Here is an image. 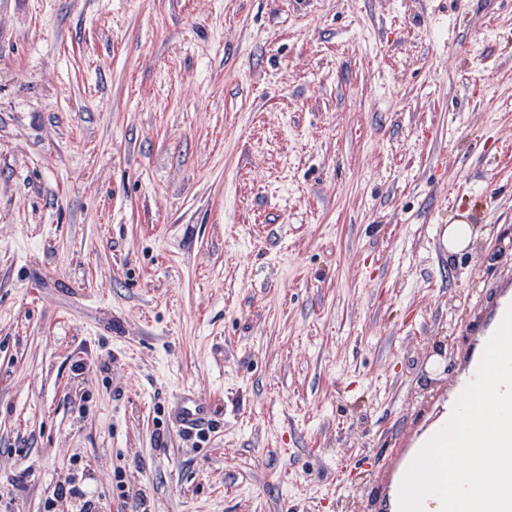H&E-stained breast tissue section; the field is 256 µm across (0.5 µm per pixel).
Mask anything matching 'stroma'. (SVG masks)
<instances>
[{
	"label": "stroma",
	"instance_id": "stroma-1",
	"mask_svg": "<svg viewBox=\"0 0 512 512\" xmlns=\"http://www.w3.org/2000/svg\"><path fill=\"white\" fill-rule=\"evenodd\" d=\"M511 303L512 0H0L14 512H380ZM470 224H448L443 233V241L449 252L464 249L473 236ZM210 413V407L189 395L180 399L178 408V420L184 430L192 431L203 424Z\"/></svg>",
	"mask_w": 512,
	"mask_h": 512
}]
</instances>
